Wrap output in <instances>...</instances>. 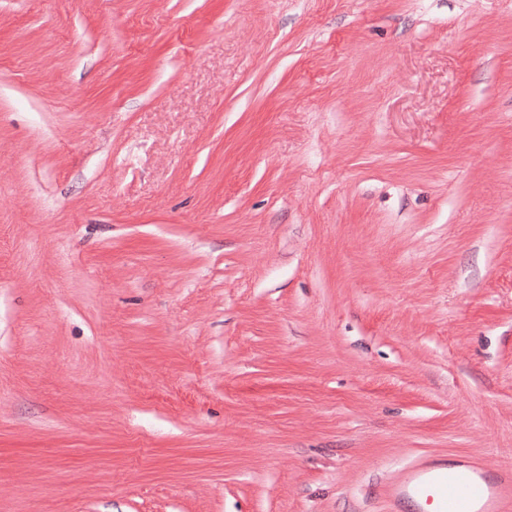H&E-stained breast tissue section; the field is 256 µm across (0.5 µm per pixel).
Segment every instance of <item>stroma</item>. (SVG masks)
<instances>
[{
	"mask_svg": "<svg viewBox=\"0 0 512 512\" xmlns=\"http://www.w3.org/2000/svg\"><path fill=\"white\" fill-rule=\"evenodd\" d=\"M512 465V0H0V512H391ZM391 495L396 504L410 503L413 512H508L512 469L489 461L453 467L422 462L403 469Z\"/></svg>",
	"mask_w": 512,
	"mask_h": 512,
	"instance_id": "stroma-1",
	"label": "stroma"
}]
</instances>
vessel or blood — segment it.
Masks as SVG:
<instances>
[{"label":"vessel or blood","mask_w":512,"mask_h":512,"mask_svg":"<svg viewBox=\"0 0 512 512\" xmlns=\"http://www.w3.org/2000/svg\"><path fill=\"white\" fill-rule=\"evenodd\" d=\"M391 495L413 512H512V469L488 461L422 462L404 468Z\"/></svg>","instance_id":"vessel-or-blood-1"}]
</instances>
